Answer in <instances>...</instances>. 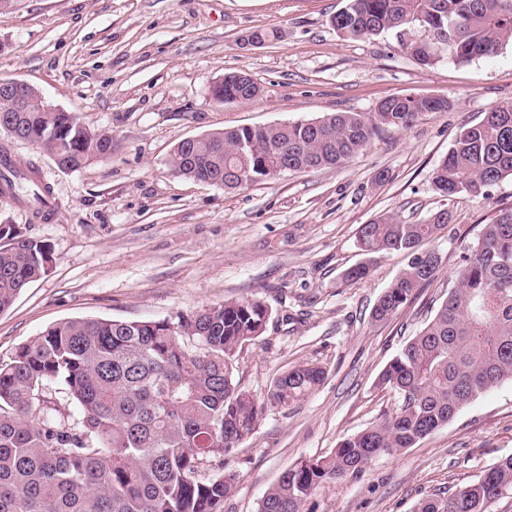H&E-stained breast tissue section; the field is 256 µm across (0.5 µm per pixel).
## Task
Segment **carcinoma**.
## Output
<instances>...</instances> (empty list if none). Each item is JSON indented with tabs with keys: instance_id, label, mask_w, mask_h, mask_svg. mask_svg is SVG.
<instances>
[{
	"instance_id": "1",
	"label": "carcinoma",
	"mask_w": 512,
	"mask_h": 512,
	"mask_svg": "<svg viewBox=\"0 0 512 512\" xmlns=\"http://www.w3.org/2000/svg\"><path fill=\"white\" fill-rule=\"evenodd\" d=\"M349 39L393 31L406 54L423 66L447 55L459 63L512 45V0H347L331 18ZM420 27L428 39H415ZM224 102L262 89L246 74L219 85ZM0 121L12 138L42 147L58 167L81 169L112 157V134L86 126L70 112L43 108ZM442 109L434 99L396 95L372 112H337L312 121L243 126L203 135L189 150L177 144L174 174L194 179L195 168L215 177L237 170V189L283 172L344 165L376 136L408 129L420 114ZM512 178V105L492 108L461 130L432 174L442 196H486ZM0 183L35 210L45 189L19 166L0 165ZM441 210L423 224L382 215L363 224L359 248L399 252L406 267L380 296L373 318L394 315L431 282L440 253L423 250L447 227ZM51 246L12 224H0V312L48 273ZM271 311L259 299L226 301L191 313L149 321L69 319L18 347L0 364V512H223L236 474L199 478L208 463L248 438L267 407L286 409L317 390L324 367L305 363L280 375L265 399L237 380V353L259 338ZM178 324L169 331L168 322ZM512 381V208L499 211L467 247L448 298L383 370L379 383L396 392L393 412L317 458L289 468L262 497L258 512H304L328 480L357 476L380 455H401L448 425L468 402ZM77 413L48 396L50 386ZM512 492V457L449 494L423 500L417 512H489L499 490Z\"/></svg>"
}]
</instances>
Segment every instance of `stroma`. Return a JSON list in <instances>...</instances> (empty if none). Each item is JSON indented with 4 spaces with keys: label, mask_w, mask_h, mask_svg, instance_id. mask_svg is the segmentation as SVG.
<instances>
[{
    "label": "stroma",
    "mask_w": 512,
    "mask_h": 512,
    "mask_svg": "<svg viewBox=\"0 0 512 512\" xmlns=\"http://www.w3.org/2000/svg\"><path fill=\"white\" fill-rule=\"evenodd\" d=\"M346 0H13L0 9V78L37 89L53 107L112 135V156L65 171L37 145L8 140L36 166L53 203L42 218L0 199V221L48 241L49 272L0 312V363L49 326L73 318L159 320L227 300L256 298L272 311L265 333L238 355L242 387L264 398L293 366H324L322 386L288 409H268L253 434L203 477L235 472L224 512H257L266 490L298 461L336 445L395 409L378 377L447 298L465 248L512 180L488 196L448 199L432 173L460 130L512 103V46L459 64L422 66L396 33L339 35ZM279 40L248 44L257 30ZM249 75L255 101L220 104L225 74ZM411 94L447 99L408 130L376 137L340 167L285 173L237 190L183 179L169 159L183 139L222 129L370 112ZM452 218L432 240L443 263L390 320L374 321L404 254H364L360 225L382 215L422 224ZM364 264L367 276L343 280ZM512 456V382L466 404L447 426L357 477L325 482L306 512H415L423 499L476 480Z\"/></svg>",
    "instance_id": "obj_1"
}]
</instances>
